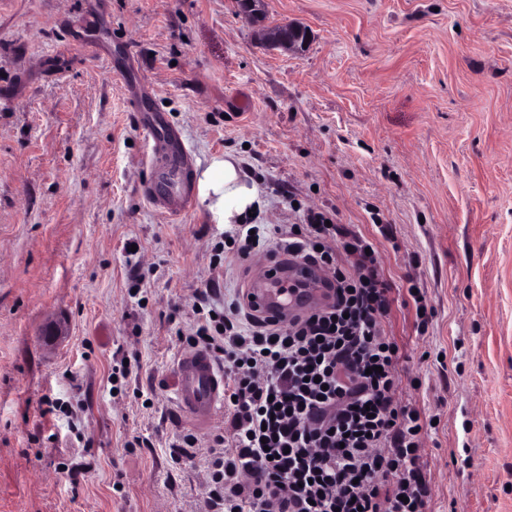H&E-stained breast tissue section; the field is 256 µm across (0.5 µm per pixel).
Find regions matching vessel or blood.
<instances>
[{"instance_id":"vessel-or-blood-1","label":"vessel or blood","mask_w":512,"mask_h":512,"mask_svg":"<svg viewBox=\"0 0 512 512\" xmlns=\"http://www.w3.org/2000/svg\"><path fill=\"white\" fill-rule=\"evenodd\" d=\"M156 148L168 157L162 176L148 191L152 200L189 202V160L174 141H156ZM245 292L256 314L285 319L311 306L324 303L327 276L288 255L259 259L252 264ZM176 399L180 410L195 424L212 425L224 400V373L209 354L194 351L178 356L174 364Z\"/></svg>"}]
</instances>
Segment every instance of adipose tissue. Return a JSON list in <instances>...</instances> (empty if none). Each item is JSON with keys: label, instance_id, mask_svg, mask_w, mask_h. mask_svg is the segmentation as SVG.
Listing matches in <instances>:
<instances>
[{"label": "adipose tissue", "instance_id": "obj_1", "mask_svg": "<svg viewBox=\"0 0 512 512\" xmlns=\"http://www.w3.org/2000/svg\"><path fill=\"white\" fill-rule=\"evenodd\" d=\"M193 180L197 203L209 223L247 224L269 206L268 198L245 173L235 154L211 156L197 167Z\"/></svg>", "mask_w": 512, "mask_h": 512}]
</instances>
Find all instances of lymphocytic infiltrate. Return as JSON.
<instances>
[{"mask_svg":"<svg viewBox=\"0 0 512 512\" xmlns=\"http://www.w3.org/2000/svg\"><path fill=\"white\" fill-rule=\"evenodd\" d=\"M210 269L279 252L329 276L327 303L260 319L243 296L198 295L194 345L224 370L228 416L207 450L203 512H428L432 422L401 393L405 355L386 330L393 287L372 240L320 212L268 235L240 225Z\"/></svg>","mask_w":512,"mask_h":512,"instance_id":"obj_1","label":"lymphocytic infiltrate"}]
</instances>
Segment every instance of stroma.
Segmentation results:
<instances>
[{
	"mask_svg": "<svg viewBox=\"0 0 512 512\" xmlns=\"http://www.w3.org/2000/svg\"><path fill=\"white\" fill-rule=\"evenodd\" d=\"M265 10L308 28L303 51L262 44L236 0H0V512L201 498L224 422L181 413L173 369L226 229L146 198L151 117L192 166L239 154L261 223L326 213L424 291L427 329L398 301L392 331L404 398L438 419L429 512H512V0Z\"/></svg>",
	"mask_w": 512,
	"mask_h": 512,
	"instance_id": "stroma-1",
	"label": "stroma"
}]
</instances>
